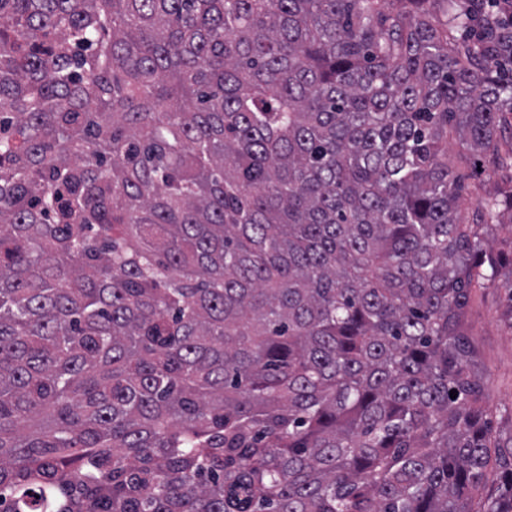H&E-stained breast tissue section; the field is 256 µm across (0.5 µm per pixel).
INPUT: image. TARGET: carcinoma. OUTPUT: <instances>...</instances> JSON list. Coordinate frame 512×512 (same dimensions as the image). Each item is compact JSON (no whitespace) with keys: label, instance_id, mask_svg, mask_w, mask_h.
I'll return each mask as SVG.
<instances>
[{"label":"carcinoma","instance_id":"carcinoma-1","mask_svg":"<svg viewBox=\"0 0 512 512\" xmlns=\"http://www.w3.org/2000/svg\"><path fill=\"white\" fill-rule=\"evenodd\" d=\"M507 114L512 0H0V512H512ZM471 158V152L462 147L456 128L448 125V165L467 186L464 195L463 214H470L491 201L501 186L508 185L512 178L510 166L493 169L487 161ZM484 234L486 247L494 252H511L512 246V215L501 213L497 221ZM506 290L499 285L473 292L466 313L469 332L479 351L491 407L512 406V324Z\"/></svg>","mask_w":512,"mask_h":512}]
</instances>
